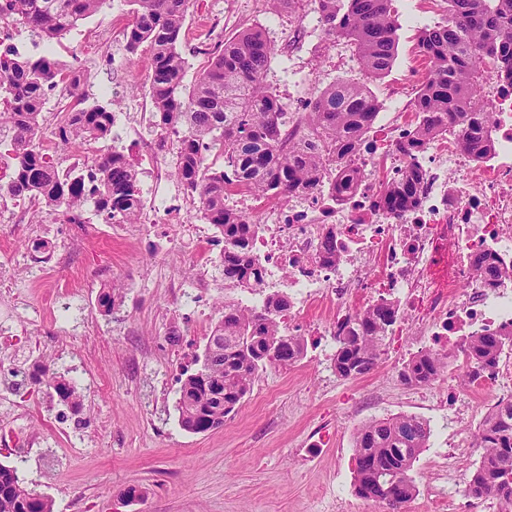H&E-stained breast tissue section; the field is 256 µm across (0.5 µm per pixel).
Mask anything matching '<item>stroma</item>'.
I'll return each mask as SVG.
<instances>
[{"label":"stroma","mask_w":512,"mask_h":512,"mask_svg":"<svg viewBox=\"0 0 512 512\" xmlns=\"http://www.w3.org/2000/svg\"><path fill=\"white\" fill-rule=\"evenodd\" d=\"M393 6L400 23L398 57L388 75L372 85L384 115L395 89L424 61L417 48L423 24L444 17L440 6L419 13L416 0H393ZM117 14L132 21L127 0H110L54 46L56 57L79 74L88 107L148 93L147 86L125 81L121 71L95 63L94 39L111 28ZM303 15L300 8L274 12L250 0H191L182 44L186 81L207 66L193 47L203 23L215 24L216 36L223 39L246 27L266 30L275 55L265 83L274 94L285 95L287 110L329 84L362 79L354 55L337 64L335 43L322 31L296 36ZM86 221L93 224L95 238L74 248L70 240L81 229L66 216L34 224L30 237L17 235L0 217V251L16 264L8 290L0 289V317L13 316L15 325L12 342L0 344V365L21 364L22 348L37 340L45 362L74 366L99 384L80 400L77 437L43 429L24 462L13 449L0 450V463L18 466L21 478L53 499L55 512H383L378 503L355 494L353 435L370 420L400 414L424 419L431 430L413 468L417 493L406 512H459L463 505L469 512H499L495 500L474 502L465 488L481 454L473 446L477 427L489 408L512 398V386L462 384L458 357L450 358L447 373L432 383H404L398 372L431 347L426 336L389 337L373 370L345 379L333 368L332 338L307 334L305 358L261 372L222 427L199 434L183 430L176 410L179 378L184 369H195L223 304L237 302L242 293L216 285L207 295L206 317L186 321L168 283L176 274L202 273L210 244L190 240L182 252L161 255L151 237H119L114 225L93 214ZM37 240L44 242L45 253L64 259L34 278L22 262ZM116 281L126 285L123 301L103 312L98 296ZM63 289L98 335L58 337L50 320L33 322L12 313L13 298L41 310ZM463 402L470 415L459 414ZM131 487L140 498L126 507L121 496Z\"/></svg>","instance_id":"stroma-1"}]
</instances>
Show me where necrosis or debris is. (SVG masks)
Listing matches in <instances>:
<instances>
[{
  "instance_id": "obj_1",
  "label": "necrosis or debris",
  "mask_w": 512,
  "mask_h": 512,
  "mask_svg": "<svg viewBox=\"0 0 512 512\" xmlns=\"http://www.w3.org/2000/svg\"><path fill=\"white\" fill-rule=\"evenodd\" d=\"M483 70L478 95L495 108L492 150L479 159L462 149L456 132L435 139L418 161L424 176L418 202L401 216L373 206L385 184L401 180L412 164L397 149L412 130L401 112L385 121L379 145L353 157L361 177L349 192L297 194L271 206L242 187L228 193L226 204L259 224L254 255L265 288L287 290L295 315L325 301L337 316H352L388 298L400 324L424 336L512 324V279L485 287L472 264L484 255L512 262V81L494 65ZM141 157L147 206L138 222L160 233L161 252L179 249L188 237H208L207 225L187 223L178 209L186 191L168 174L169 157L147 146ZM161 213L170 221L162 232L155 223ZM331 224L339 252L328 262L318 245Z\"/></svg>"
}]
</instances>
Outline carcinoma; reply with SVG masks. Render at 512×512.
Segmentation results:
<instances>
[{"mask_svg": "<svg viewBox=\"0 0 512 512\" xmlns=\"http://www.w3.org/2000/svg\"><path fill=\"white\" fill-rule=\"evenodd\" d=\"M133 21L125 29L129 53L151 48L149 93L153 125L166 133L180 129L173 144V175L198 204L200 220L216 229L224 244V286L259 288L260 268L251 255L258 225L224 205L226 186L236 182L261 199H286L323 188L327 166L341 168L334 191L351 189L360 171L348 164L378 115L370 84L385 77L398 56V15L392 0H314L328 37L353 48L367 76L324 88L310 101L307 121L296 136L295 123L279 97L265 85L275 47L260 27H249L210 45L208 65L191 85L184 84L186 59L182 31L190 0H130ZM106 0H0V19H12L36 32L43 52L23 56L0 47V147L13 161L0 198L37 202L45 212L59 210L71 224L84 223L91 209L110 220H136L142 207L139 180L126 156L106 151L67 170L51 162L41 148L46 91L66 81L73 103L57 115L54 136L63 147L85 149L112 135V110L83 107L79 80L65 79L53 42L101 10ZM445 17L421 29L419 49L430 75L414 99L415 136L398 151L415 161L406 177L387 189L376 207L400 214L416 199L421 171L416 160L428 141L444 128L460 133L462 145L480 151L490 143L493 112L475 95L482 64H496L512 79V0H444ZM222 160L216 166V160ZM326 259L336 258V228L320 244ZM481 281L496 286L503 274L490 258L476 262ZM122 301L121 287L103 289L99 304L111 311ZM288 299L268 296L260 310L224 305L211 330L203 362L186 375L179 390L178 422L190 433L224 425L259 373L288 367L306 356L307 340L284 325ZM396 305L386 300L336 323L334 368L343 378L372 370L384 354L386 332L396 323ZM462 381L468 385L493 377L505 351H512V327L475 332L461 338ZM448 369V354L427 350L408 360L400 372L407 384H428ZM36 388L54 391L77 403L79 391L65 376L44 368L32 375ZM430 436L426 421L412 415L373 419L354 433L355 494L384 512H405L416 494L411 475ZM474 445L482 449L465 492L474 500L493 498L500 512H512V400L502 401L479 423ZM0 512H54L52 499L22 482L17 469L0 464Z\"/></svg>", "mask_w": 512, "mask_h": 512, "instance_id": "1", "label": "carcinoma"}]
</instances>
